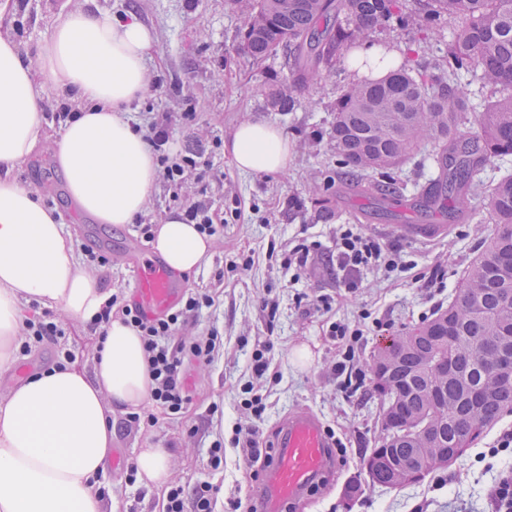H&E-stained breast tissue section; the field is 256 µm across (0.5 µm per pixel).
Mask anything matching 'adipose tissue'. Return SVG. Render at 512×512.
I'll list each match as a JSON object with an SVG mask.
<instances>
[{"label":"adipose tissue","mask_w":512,"mask_h":512,"mask_svg":"<svg viewBox=\"0 0 512 512\" xmlns=\"http://www.w3.org/2000/svg\"><path fill=\"white\" fill-rule=\"evenodd\" d=\"M156 51L154 34L131 12H61L32 55L0 34V372L13 368L31 304L86 323L111 295L83 269L62 213L13 174L38 145L44 99L58 92L78 104L53 150L71 201L97 223H133L158 173L128 112L150 90L146 63ZM224 149L245 173L288 166V139L266 121L241 122ZM152 247L174 270L191 272L209 260L212 242L172 214ZM153 387L141 339L118 316L91 373L55 367L9 386L0 395V512H120V501L105 505L99 485L112 456V410L145 406ZM169 458L164 448L139 449L140 482L162 489Z\"/></svg>","instance_id":"obj_1"}]
</instances>
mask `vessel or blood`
<instances>
[{
    "instance_id": "1",
    "label": "vessel or blood",
    "mask_w": 512,
    "mask_h": 512,
    "mask_svg": "<svg viewBox=\"0 0 512 512\" xmlns=\"http://www.w3.org/2000/svg\"><path fill=\"white\" fill-rule=\"evenodd\" d=\"M135 301L143 312L156 317L169 311L182 297L180 276L162 258L142 256L135 266ZM274 460L259 486L260 512H282L297 504L336 470V458L322 420L308 410L288 415L272 441Z\"/></svg>"
}]
</instances>
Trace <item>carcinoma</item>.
Segmentation results:
<instances>
[{
    "mask_svg": "<svg viewBox=\"0 0 512 512\" xmlns=\"http://www.w3.org/2000/svg\"><path fill=\"white\" fill-rule=\"evenodd\" d=\"M247 16L240 51L254 60L280 53L291 83L269 89L266 107L294 112L309 78L336 70L363 49L401 9V0H229ZM430 10L459 23L445 66L402 62L382 79L343 87L329 137L336 151L337 192L398 197L410 209L441 212L450 199L482 198L495 231L470 263L445 309L397 337L390 356L378 349L368 372L380 404L377 446L363 458L369 482L394 489L418 484L451 466L504 413L512 412V374L495 369L500 337L512 336V278L496 263L512 258V173L484 186L486 166L512 156V0H429ZM490 87L474 110L460 75ZM426 149L440 167L437 182L404 195L390 174ZM374 174L386 179L371 180ZM452 329L454 343L438 339Z\"/></svg>",
    "mask_w": 512,
    "mask_h": 512,
    "instance_id": "1",
    "label": "carcinoma"
}]
</instances>
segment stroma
Wrapping results in <instances>:
<instances>
[{
    "instance_id": "obj_1",
    "label": "stroma",
    "mask_w": 512,
    "mask_h": 512,
    "mask_svg": "<svg viewBox=\"0 0 512 512\" xmlns=\"http://www.w3.org/2000/svg\"><path fill=\"white\" fill-rule=\"evenodd\" d=\"M88 6L112 13L133 12L150 26L158 53L147 64L151 91L136 102L131 121L147 123L150 114L180 112L193 105L194 118L170 129L171 152L210 150L212 170L205 178L189 177L179 202H172L164 183H157L144 217L160 224L176 207L200 203L224 218V232L213 240L212 255L200 270L184 275L186 288L212 293L215 304L190 319L179 332L189 343L210 329L224 336V354L212 366L185 359L183 373L192 397L182 418L158 416L150 429L127 430L126 410L112 413V445L127 464L135 463L139 449L153 444L171 454V481L193 482L206 458L207 444L201 431H231L235 422L255 424L257 442L270 440L288 414L307 409L335 430L347 445L336 460V472L324 488L310 494L299 512H483L485 492L496 469L512 464V456L485 458L505 429L512 428V414L492 427L484 440L450 467L432 472L418 484L394 490L370 485L362 458L374 448L379 433L378 408L370 392L342 397L336 391L332 366L339 347L328 334L331 322H352L369 313L367 351L387 338L406 332L448 304L465 269L479 253L495 226L480 198H472V220L449 221L442 213H417L402 209L377 196L346 195L339 198L330 188L336 178V155L329 130L340 87L349 71L311 86L294 112H271L265 107L268 87L286 81L288 72L280 58L255 61L239 51L243 23L228 0H15L12 15L0 21V34L9 35L26 51H34L44 30L61 12ZM455 30L446 19L425 12L420 0H406L389 26L374 40L394 47L400 54L429 59L446 56ZM260 118L279 126L290 143V160L280 174L244 173L214 147V139H227L242 121ZM20 178L37 189L44 203L58 208L65 230L76 247L87 246L108 257L105 266L88 264L104 288L132 300L136 275L133 253H151L152 247L135 227L96 224L78 219L61 188L62 175L53 162L50 142H43L25 163ZM449 224L447 236L415 239L403 232L406 224ZM340 224H355L362 231L394 247L411 267L383 276L365 273L360 292L345 296L340 273L329 253L320 254L298 283L284 257L297 240L309 238L330 245ZM441 273L444 286L425 287L431 272ZM321 295L333 297L330 312L312 306ZM276 301L275 314L263 309ZM267 344L271 368L279 381L267 392V410L254 422L238 410L237 390L247 379L253 347ZM311 352L309 365H299L295 348ZM223 409L222 419L209 417L211 407ZM199 427L191 435L190 427ZM225 496L239 495L250 504L254 481L236 451L227 450L224 470L216 474ZM361 486L354 499L345 487ZM105 499H118L138 512H155L156 491L140 493L129 485L124 469H108L101 480Z\"/></svg>"
}]
</instances>
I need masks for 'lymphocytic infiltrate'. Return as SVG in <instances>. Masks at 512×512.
Here are the masks:
<instances>
[{
  "label": "lymphocytic infiltrate",
  "instance_id": "f902f5d3",
  "mask_svg": "<svg viewBox=\"0 0 512 512\" xmlns=\"http://www.w3.org/2000/svg\"><path fill=\"white\" fill-rule=\"evenodd\" d=\"M184 118V113L169 112L153 118L146 127L145 138L156 156L160 173L174 189L186 177L207 164L205 154L201 151L188 150L175 154L169 152L170 127ZM335 250L336 264L342 273L340 286L351 294L359 289L361 276L366 270L377 269L389 274L407 267L398 252L386 249L350 224L341 225L337 229ZM213 303L211 294L191 292L187 294L180 308L150 320L143 316L137 305L125 303L121 296L115 295L93 320L96 328L103 329L112 317L119 316L126 324L138 330L155 382L151 400L165 415H181L190 402L183 382L185 358H193L208 366L224 352V338L215 329L208 331L205 337L188 344L176 339L181 326ZM26 330L27 333L20 343L22 354H30L44 342L53 341L58 345L57 366L75 363L74 351L62 343L66 332L60 324L42 317L28 321ZM329 334L342 344L340 358L332 367L338 391L366 387L367 373L359 365L360 353L366 341L363 326L358 323L350 325L334 322L329 326ZM254 435V428L240 426L234 427L233 437L229 440L225 439L223 433H216L208 446L207 459L196 481L188 485L173 482L167 486L163 495L164 512H222L224 503L219 499L221 487L214 484L213 478L224 468L225 443H232L247 466H266L271 461L270 454L259 448Z\"/></svg>",
  "mask_w": 512,
  "mask_h": 512
}]
</instances>
